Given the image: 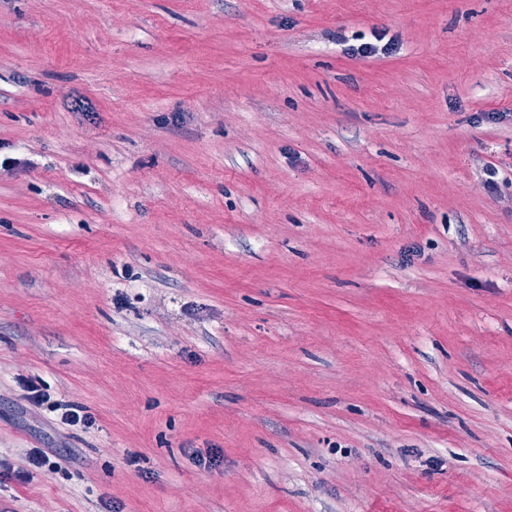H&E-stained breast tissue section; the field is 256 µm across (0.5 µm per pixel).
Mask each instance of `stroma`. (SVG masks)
Instances as JSON below:
<instances>
[{"mask_svg":"<svg viewBox=\"0 0 512 512\" xmlns=\"http://www.w3.org/2000/svg\"><path fill=\"white\" fill-rule=\"evenodd\" d=\"M0 155V512H512V0H0ZM25 387L27 391L30 393L31 400H33L39 405L49 403V407L52 409L51 411H61V420H63L67 424H83L85 426L90 422L87 415L80 414L82 410L77 408V406L73 404H66L58 400L51 401L50 394L46 393L40 386L33 383L32 381H26Z\"/></svg>","mask_w":512,"mask_h":512,"instance_id":"obj_1","label":"stroma"}]
</instances>
